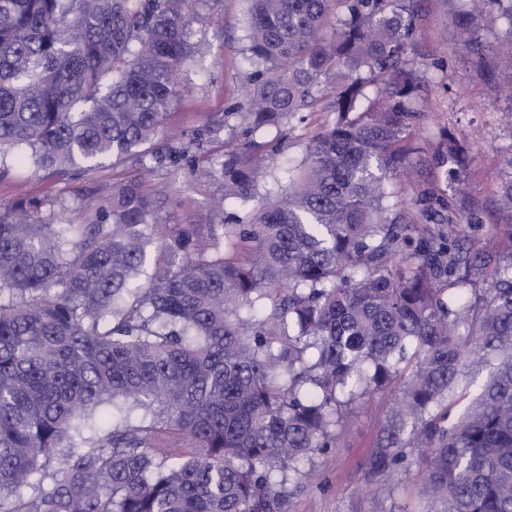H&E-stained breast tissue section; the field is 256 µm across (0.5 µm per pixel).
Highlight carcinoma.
Instances as JSON below:
<instances>
[{"instance_id": "cac0c4a2", "label": "carcinoma", "mask_w": 512, "mask_h": 512, "mask_svg": "<svg viewBox=\"0 0 512 512\" xmlns=\"http://www.w3.org/2000/svg\"><path fill=\"white\" fill-rule=\"evenodd\" d=\"M459 2L485 74L471 5L511 45L512 0ZM191 5L0 0V177L175 161L160 136L200 51ZM424 21L420 0H248L246 106L224 126L336 121L263 193L270 155L227 139L218 224L163 223L137 180L82 224L35 220L39 199L0 211V512H285L287 480L394 383L368 482L415 465L422 512H512V222L480 253L465 211L391 202L426 115ZM447 157L465 178L450 132Z\"/></svg>"}]
</instances>
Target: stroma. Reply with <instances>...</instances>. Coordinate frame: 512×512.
Here are the masks:
<instances>
[{
    "mask_svg": "<svg viewBox=\"0 0 512 512\" xmlns=\"http://www.w3.org/2000/svg\"><path fill=\"white\" fill-rule=\"evenodd\" d=\"M455 6L456 0L426 2L427 20L417 39L424 53L420 76L431 109L418 133L422 150L411 160L412 177L395 181L394 200L408 212L415 211V201L424 191L456 203L474 202L477 223L472 245L484 250L494 243V226L512 219L500 202V185L512 174V59L496 56L489 79L473 71L467 52L455 41ZM247 7L246 0L198 2L206 21L191 24V38L204 42L205 50L183 74L181 91L164 120L167 130L181 132L173 146L187 150V160L149 172L135 157L83 174L20 166L0 179V209L35 197L43 202L40 220L79 223L88 216L87 203L106 197L113 182L138 179L154 197L166 223H216L213 201L221 188L209 160L221 153L229 136L221 124L225 111L242 101L245 74L237 37ZM440 61L445 69H437ZM335 118L332 112H301L284 127L257 132L255 141L272 152L270 177L297 165L312 136ZM445 128L468 149L469 175L456 183L448 179V164L434 159ZM391 398L388 392L374 394L357 406L337 445L312 455L308 466L314 478L289 483L286 512H421L423 504L412 491V475L399 476L383 487L366 481V463Z\"/></svg>",
    "mask_w": 512,
    "mask_h": 512,
    "instance_id": "stroma-1",
    "label": "stroma"
}]
</instances>
